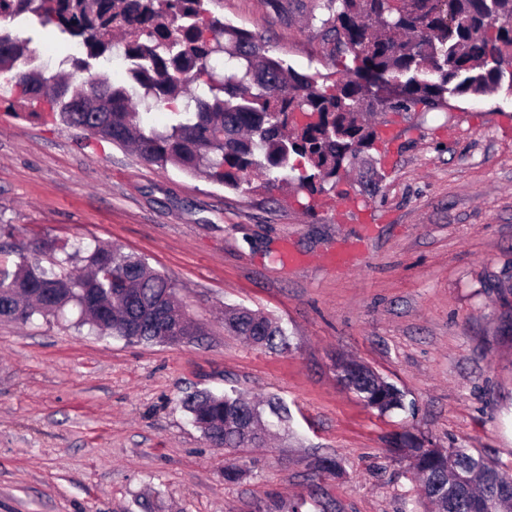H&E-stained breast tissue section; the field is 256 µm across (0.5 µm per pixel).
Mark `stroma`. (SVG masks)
<instances>
[{"mask_svg": "<svg viewBox=\"0 0 512 512\" xmlns=\"http://www.w3.org/2000/svg\"><path fill=\"white\" fill-rule=\"evenodd\" d=\"M220 0L301 74L336 86L355 66L326 39L324 0ZM53 73L71 48L21 15ZM370 159L305 210L279 187L233 190L0 104V223L18 243H114L174 283L202 339L141 344L75 327L76 311L0 319V512H425L395 438L465 448L512 472V94L385 112ZM359 246L354 265L330 262ZM245 306L285 328L287 353L224 330ZM378 372L415 413L368 407L337 359ZM276 398L288 430L228 455L188 394ZM326 456L338 468L318 469ZM244 475L224 479L228 460Z\"/></svg>", "mask_w": 512, "mask_h": 512, "instance_id": "stroma-1", "label": "stroma"}]
</instances>
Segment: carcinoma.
<instances>
[{"mask_svg": "<svg viewBox=\"0 0 512 512\" xmlns=\"http://www.w3.org/2000/svg\"><path fill=\"white\" fill-rule=\"evenodd\" d=\"M210 0H0V77L13 84L31 116L119 146L144 162L204 172L238 190L296 183L312 195L335 189L341 173L377 140L365 115L435 110L448 96L481 97L512 76V0H326L324 36L354 55L358 66L333 89L318 85L269 50L253 33L224 24ZM31 14L76 46L73 72L14 71L29 39L8 24ZM121 32L114 40V31ZM120 56L127 81L111 82L91 61ZM396 85L386 105L378 92ZM171 109L158 129L133 99ZM296 113L317 121L300 124ZM79 309L75 325L99 336L157 343L204 335L176 301V288L145 258L112 244L41 239L0 245V318L28 322ZM224 328L272 351L290 348L279 322L245 307L224 314ZM337 380L368 406L405 408L404 394L369 367L336 362ZM195 426L215 448L264 445L273 417L286 406L255 404L233 391L197 392L183 400ZM422 475L421 497L439 512H512V475L460 448L409 449Z\"/></svg>", "mask_w": 512, "mask_h": 512, "instance_id": "obj_1", "label": "carcinoma"}]
</instances>
